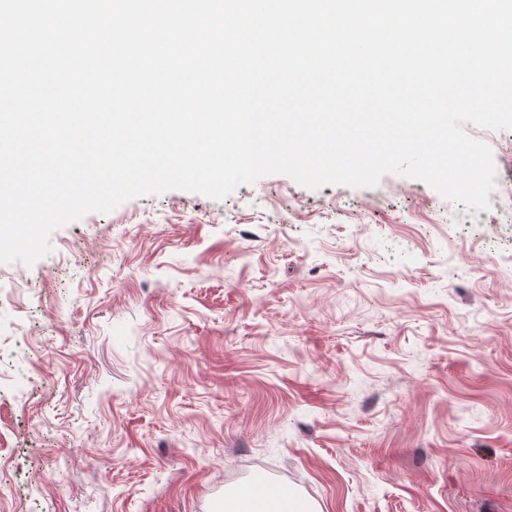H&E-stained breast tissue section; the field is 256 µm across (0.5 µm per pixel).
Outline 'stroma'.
Segmentation results:
<instances>
[{
  "label": "stroma",
  "instance_id": "obj_1",
  "mask_svg": "<svg viewBox=\"0 0 512 512\" xmlns=\"http://www.w3.org/2000/svg\"><path fill=\"white\" fill-rule=\"evenodd\" d=\"M485 211L424 182L168 191L0 264V512H512V130ZM255 487L262 494H254L250 491H245L241 500L248 504L249 508L246 510H225L226 512H296L300 511L302 504L295 501L292 507L296 510L288 509L284 506V502L277 499L268 497H277L284 499L282 496V489L274 485L264 478L257 477L254 480ZM265 495V496H264ZM267 496V497H266Z\"/></svg>",
  "mask_w": 512,
  "mask_h": 512
}]
</instances>
